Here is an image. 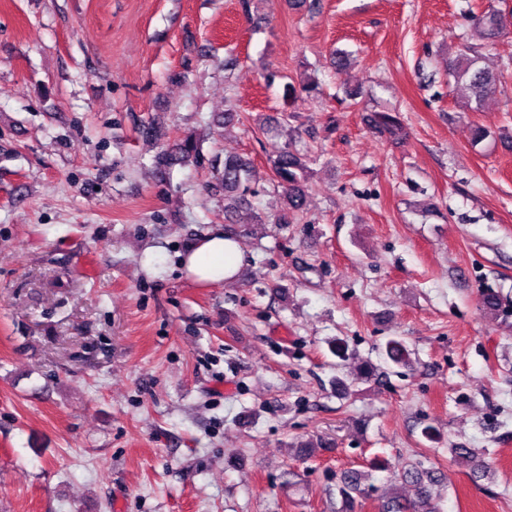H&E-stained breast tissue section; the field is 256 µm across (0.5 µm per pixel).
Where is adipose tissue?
Here are the masks:
<instances>
[{
  "label": "adipose tissue",
  "mask_w": 512,
  "mask_h": 512,
  "mask_svg": "<svg viewBox=\"0 0 512 512\" xmlns=\"http://www.w3.org/2000/svg\"><path fill=\"white\" fill-rule=\"evenodd\" d=\"M244 260L245 252L240 240L223 228L216 227L190 244L181 262L196 282L220 284L234 281Z\"/></svg>",
  "instance_id": "adipose-tissue-1"
}]
</instances>
